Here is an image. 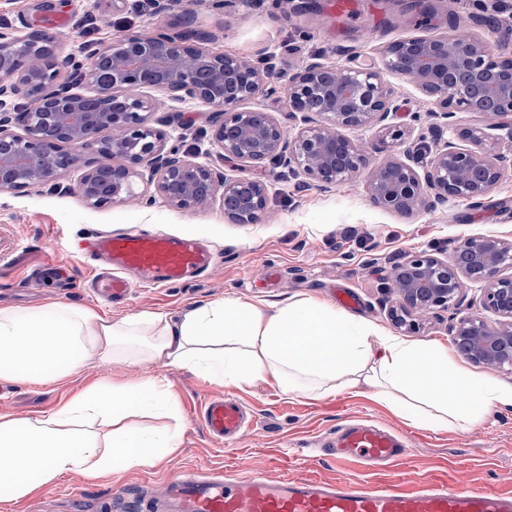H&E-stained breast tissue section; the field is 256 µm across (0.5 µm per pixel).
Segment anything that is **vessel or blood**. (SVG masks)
I'll return each mask as SVG.
<instances>
[{"label": "vessel or blood", "instance_id": "vessel-or-blood-1", "mask_svg": "<svg viewBox=\"0 0 512 512\" xmlns=\"http://www.w3.org/2000/svg\"><path fill=\"white\" fill-rule=\"evenodd\" d=\"M83 255L108 265V273L97 276L95 285L111 301L128 297L132 285L126 271L138 272L141 283L166 285L185 281L214 263L213 255L192 236L144 230L93 236ZM202 424L213 440L230 441L252 427L253 420L240 401L219 395L204 402ZM317 445L331 449L340 462L389 465L404 453L407 439L376 421L356 418ZM101 508L103 512H512V496L440 482L412 491L396 484L356 489L318 477L271 476L263 471L230 476L212 470L184 472L169 478L159 491L132 499L123 492L114 494Z\"/></svg>", "mask_w": 512, "mask_h": 512}]
</instances>
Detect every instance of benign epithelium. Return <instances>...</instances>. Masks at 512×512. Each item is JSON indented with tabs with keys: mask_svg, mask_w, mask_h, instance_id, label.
I'll list each match as a JSON object with an SVG mask.
<instances>
[{
	"mask_svg": "<svg viewBox=\"0 0 512 512\" xmlns=\"http://www.w3.org/2000/svg\"><path fill=\"white\" fill-rule=\"evenodd\" d=\"M214 39L202 29L160 28L64 61L40 32L0 23V191L47 183L80 163L74 191L93 208L123 202L147 181L172 208L195 210L218 200L231 223L256 224L270 186L228 177L211 158L281 164L322 189L365 171L372 202L404 215L450 201L478 206L512 165V57L459 30L389 42L377 50L379 67L358 56L336 65L316 55L284 83L252 60L207 47ZM387 74L409 78L432 105L439 145L420 170L408 158L373 164L362 143L342 133L374 128L382 144L393 146L410 136L392 123L398 105ZM74 82L92 93L73 91ZM150 90L217 113L206 161L153 126ZM265 98L288 102L293 133L268 113ZM458 112L495 122L459 127ZM16 123L23 133L12 130ZM102 130L110 136L99 138ZM87 151L97 157L83 159ZM467 280L480 284V304L498 321L464 316L452 327L454 343L470 362L512 372V238L465 236L445 255H405L387 285L395 296L392 321L410 329L426 313L462 307Z\"/></svg>",
	"mask_w": 512,
	"mask_h": 512,
	"instance_id": "7a95c632",
	"label": "benign epithelium"
}]
</instances>
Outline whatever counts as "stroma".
I'll return each mask as SVG.
<instances>
[{
    "instance_id": "stroma-1",
    "label": "stroma",
    "mask_w": 512,
    "mask_h": 512,
    "mask_svg": "<svg viewBox=\"0 0 512 512\" xmlns=\"http://www.w3.org/2000/svg\"><path fill=\"white\" fill-rule=\"evenodd\" d=\"M335 0H184L164 10L137 14L112 0H0V16L14 26L39 28L49 15L66 16L51 35L61 55L79 54L80 44L115 40L130 34L151 35L158 27L176 24L183 11L196 15L197 25L217 33L213 47L255 61L267 60L272 72L287 79L309 55L345 62L358 52L372 58L377 48L396 39L441 35L453 20H463L471 38L495 52L512 55V27L473 20V0H440L436 13L411 6L409 0H351L350 9L336 12ZM399 111L395 123L428 127L431 104L407 78L387 75ZM159 114L177 113L164 133L180 138L185 150L201 146L211 127L212 112L203 105H182L168 93L153 92ZM230 177L260 178L270 183L269 203L260 223L232 224L220 203L197 211H178L156 200L155 185L141 184L127 201L100 208L88 206L69 187L81 167L61 173L57 181L23 193L0 192V234L14 242L0 258V307L36 308L61 302L119 318L141 312L178 314L190 304L224 298L280 303L310 296L336 304L337 292L354 294L351 315L393 331L383 290L395 262L408 252L450 248L463 236L512 235V167L506 169L483 205L448 202L433 210L400 215L376 206L369 198L365 174L327 190L303 189L288 167L254 168L225 162ZM154 203H147V196ZM148 230L169 235L190 234L216 257L215 268L186 282L158 287L134 285L128 301L108 306L88 290L91 270L85 260L65 248L101 232ZM479 305L424 315L419 330L405 340L452 344L451 327L461 317L480 313ZM138 365L97 360L61 381H0V414L26 421L51 411L93 382L142 374ZM178 395L183 434L177 455L150 468H135L96 479L73 470L0 512H100L103 499L120 488L140 492L160 485L187 469L242 475L261 469L272 475L319 477L371 487L398 484L413 490L430 480L454 486L512 494V406L491 410L467 431L435 430L396 415L370 395L340 393L313 400L283 395L275 386L257 382L241 387L199 375L186 368L163 370ZM230 395L256 420L254 428L232 445L212 440L198 416L205 398ZM354 417H365L405 432L406 454L387 467L337 464L315 453L312 444Z\"/></svg>"
}]
</instances>
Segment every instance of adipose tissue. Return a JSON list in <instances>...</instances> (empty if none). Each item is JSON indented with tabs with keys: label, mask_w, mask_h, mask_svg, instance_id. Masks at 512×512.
I'll return each mask as SVG.
<instances>
[{
	"label": "adipose tissue",
	"mask_w": 512,
	"mask_h": 512,
	"mask_svg": "<svg viewBox=\"0 0 512 512\" xmlns=\"http://www.w3.org/2000/svg\"><path fill=\"white\" fill-rule=\"evenodd\" d=\"M94 358L314 399L369 392L436 430H468L512 405V384L461 368L447 345L407 341L310 297L214 300L174 318L111 319L64 303L0 308V380H62ZM181 437L178 397L160 376L98 381L27 423L0 416V489L13 502L73 469L98 477L151 467L177 453Z\"/></svg>",
	"instance_id": "1"
}]
</instances>
